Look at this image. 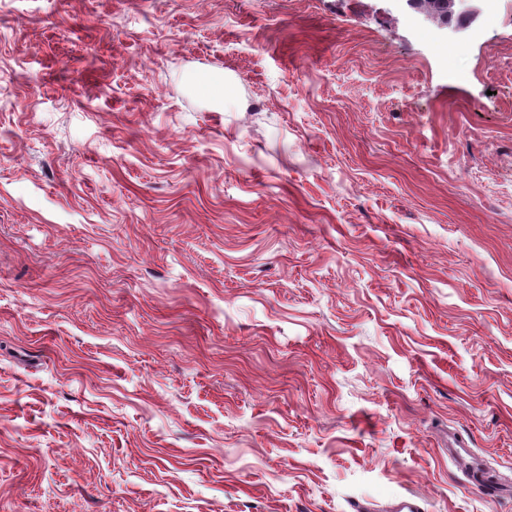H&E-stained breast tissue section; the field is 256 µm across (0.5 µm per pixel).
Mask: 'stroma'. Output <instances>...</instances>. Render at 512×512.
I'll use <instances>...</instances> for the list:
<instances>
[{"instance_id":"stroma-1","label":"stroma","mask_w":512,"mask_h":512,"mask_svg":"<svg viewBox=\"0 0 512 512\" xmlns=\"http://www.w3.org/2000/svg\"><path fill=\"white\" fill-rule=\"evenodd\" d=\"M406 499L512 512V0H0V512ZM420 1V8L423 9L425 12H419L415 2L413 0H407L409 5L417 10V12L423 17V20L429 21L431 23H434L437 25L438 28L441 30H446V35L448 36V21L443 20L440 22H437L433 17L438 18L439 20L443 16V14L448 11V0H418ZM433 16V17H432Z\"/></svg>"}]
</instances>
